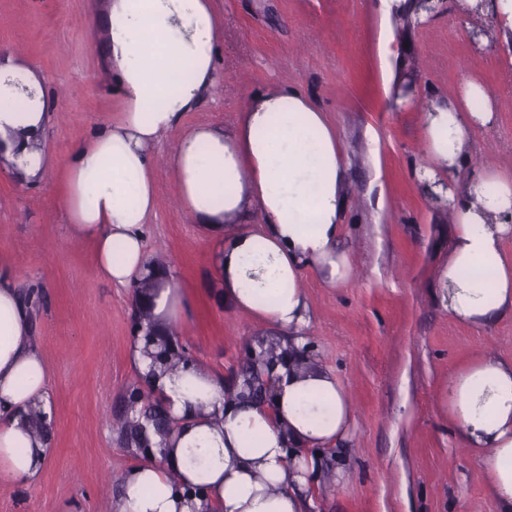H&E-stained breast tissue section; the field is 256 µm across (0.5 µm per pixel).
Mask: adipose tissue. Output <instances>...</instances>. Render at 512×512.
I'll list each match as a JSON object with an SVG mask.
<instances>
[{
  "label": "adipose tissue",
  "mask_w": 512,
  "mask_h": 512,
  "mask_svg": "<svg viewBox=\"0 0 512 512\" xmlns=\"http://www.w3.org/2000/svg\"><path fill=\"white\" fill-rule=\"evenodd\" d=\"M105 33L115 118L64 161L61 206L70 237L96 249L97 273L132 288L149 272L145 226L155 209L154 151L196 111L217 81L210 0H111ZM50 102L25 65L0 62V159L26 176L47 167L42 142ZM489 112L438 102L426 115L430 166L423 177L463 181L452 197L455 231L441 271L453 319L482 328L512 316V177L473 167L469 131ZM170 161L188 214L206 229L217 281L235 306L287 334L271 403L228 399L224 382L198 370L141 375L178 419L159 464L132 469L117 512H305L299 493L321 468L318 449L348 437L353 416L335 375L305 352L312 312L304 271L329 285L352 266L340 240L348 164L335 128L299 90L255 94L232 131L201 125L174 144ZM262 224L248 229L251 213ZM446 401L460 442L479 449L497 512H512V361L488 355L449 377ZM52 418L47 364L33 339L15 264L0 257V481L26 483L44 469Z\"/></svg>",
  "instance_id": "ef3b65f1"
}]
</instances>
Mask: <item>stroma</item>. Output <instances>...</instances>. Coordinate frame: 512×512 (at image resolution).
Segmentation results:
<instances>
[{
  "label": "stroma",
  "instance_id": "stroma-1",
  "mask_svg": "<svg viewBox=\"0 0 512 512\" xmlns=\"http://www.w3.org/2000/svg\"><path fill=\"white\" fill-rule=\"evenodd\" d=\"M108 0H0V55L23 59L42 79L52 117L53 163L33 185L0 163V256L15 260L35 340L51 380L52 455L27 484L0 483V512H110L122 479L143 466L125 447L118 418L139 373L131 361L135 294L96 273L91 243L71 240L60 198L62 161L114 105L93 26ZM219 84L158 147L166 156L184 128L232 130L257 91L295 87L336 129L350 164L341 244L359 274L329 287L303 274L320 366L355 407L350 436L322 455V474L303 486L310 512H495L476 456L459 446L443 392L448 377L491 353L512 361V317L482 329L452 319L439 275L454 228L450 209L419 193L429 99L456 98L467 81L493 98V124L475 131L487 162L512 172V27L469 0L403 30L383 0H213ZM418 95L392 103L398 74ZM155 212L146 251L175 267L186 316L169 332L193 361L232 386L249 346L277 338L241 313L216 281L206 231L176 200L174 171L155 170ZM346 477L337 480V469Z\"/></svg>",
  "mask_w": 512,
  "mask_h": 512
}]
</instances>
